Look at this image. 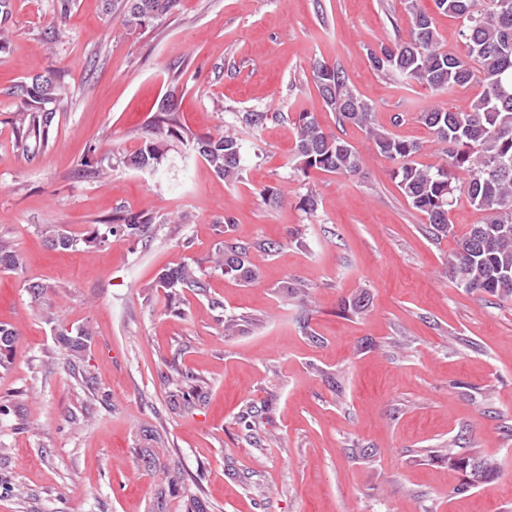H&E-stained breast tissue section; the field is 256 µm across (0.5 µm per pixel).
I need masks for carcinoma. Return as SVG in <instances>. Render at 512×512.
Here are the masks:
<instances>
[{"label": "carcinoma", "mask_w": 512, "mask_h": 512, "mask_svg": "<svg viewBox=\"0 0 512 512\" xmlns=\"http://www.w3.org/2000/svg\"><path fill=\"white\" fill-rule=\"evenodd\" d=\"M180 0H125L123 23L143 27L168 14ZM437 10L461 21L458 35L465 46L461 55L443 49L432 16L419 9L417 0H406L412 16L406 35L390 44L369 47L370 66L406 85H418L433 96L452 95L477 86L478 92L465 109L448 102L425 109L417 119L441 146L442 162L420 164L416 157L425 146L407 140L381 126L373 106L348 84L345 72L334 64L316 59L311 65L312 81L326 108L336 115L337 124H352L365 132L373 149L393 163L392 179L409 205L423 213L435 237L452 232L448 214L455 194L467 196L483 214L457 240L450 265L459 288L482 290L493 296L512 297V0H434ZM9 0H0V48L8 43L11 29ZM21 97L18 138L29 146L48 141L54 126L53 104L66 95L60 76L37 77L18 86ZM294 151L289 164L306 175L312 170L354 176L361 171L359 151L335 132L326 129L314 113L303 110L293 120ZM176 139L192 146L212 170L234 184L242 178V142L230 129L195 134L179 122L174 96L164 98L138 149L126 163L139 170H153L163 158L164 142ZM155 217L147 212H120L80 236L56 225L42 229L53 249L75 250L82 245H101L114 236L149 241ZM249 246L231 238L224 240L214 263L224 275L243 283L257 278L248 257ZM20 254L12 242L0 238V269L21 267ZM156 287L174 300L186 291L205 292L206 284L193 263L185 260L166 267L156 277ZM58 340L75 358L90 343L89 328H69L48 314ZM18 330L0 323V368L7 367L15 354ZM452 467L464 476V489L472 488L494 473L481 459L461 457Z\"/></svg>", "instance_id": "cac0c4a2"}]
</instances>
